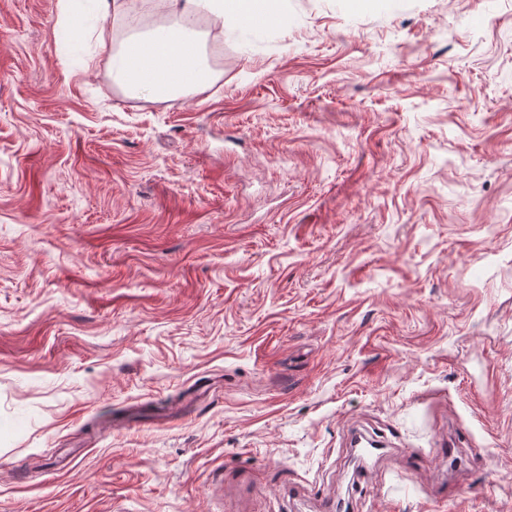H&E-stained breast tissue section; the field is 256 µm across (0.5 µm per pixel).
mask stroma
<instances>
[{
    "instance_id": "35a3bbf8",
    "label": "stroma",
    "mask_w": 512,
    "mask_h": 512,
    "mask_svg": "<svg viewBox=\"0 0 512 512\" xmlns=\"http://www.w3.org/2000/svg\"><path fill=\"white\" fill-rule=\"evenodd\" d=\"M279 10L0 0V512H512V0ZM111 0H60L59 3V23L63 28H69L71 34L76 31L70 27V21L74 11L75 4L78 5V11L81 15H89L97 19H105L111 6ZM179 23L165 32L132 38L112 55L114 80L126 93L167 97L206 84L210 74L192 37L190 24L202 10L224 20L265 18L280 20L276 0H167Z\"/></svg>"
}]
</instances>
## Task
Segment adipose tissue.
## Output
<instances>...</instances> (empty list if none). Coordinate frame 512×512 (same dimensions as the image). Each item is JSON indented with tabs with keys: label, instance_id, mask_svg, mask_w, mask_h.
<instances>
[{
	"label": "adipose tissue",
	"instance_id": "ef3b65f1",
	"mask_svg": "<svg viewBox=\"0 0 512 512\" xmlns=\"http://www.w3.org/2000/svg\"><path fill=\"white\" fill-rule=\"evenodd\" d=\"M275 0H167L177 17L165 32L132 38L112 57L113 77L126 93L178 95L204 85L210 74L192 37L190 24L203 10L216 17L233 15L241 20L274 19Z\"/></svg>",
	"mask_w": 512,
	"mask_h": 512
}]
</instances>
